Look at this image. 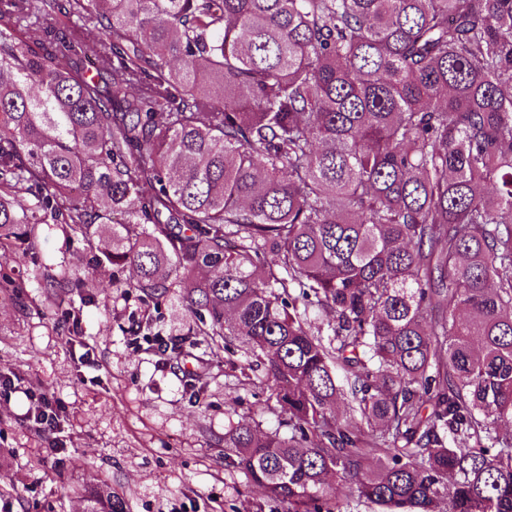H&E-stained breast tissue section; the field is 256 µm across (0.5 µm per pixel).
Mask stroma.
Segmentation results:
<instances>
[{
  "label": "stroma",
  "mask_w": 512,
  "mask_h": 512,
  "mask_svg": "<svg viewBox=\"0 0 512 512\" xmlns=\"http://www.w3.org/2000/svg\"><path fill=\"white\" fill-rule=\"evenodd\" d=\"M34 253L24 266L0 255V276L12 281L0 294V373L19 387L0 399V512H81L90 485L110 491L124 512H275L261 488L224 465L230 425L254 414L271 432L280 419L247 355L211 348L204 336L176 359L134 347L138 329L195 334L182 289L147 298L131 288L132 270L98 263L80 241L53 232ZM61 265L80 282L52 297L34 271ZM193 379L202 388L195 397L186 391ZM28 389L67 408L60 457L23 419Z\"/></svg>",
  "instance_id": "35a3bbf8"
}]
</instances>
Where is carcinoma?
Here are the masks:
<instances>
[{
	"mask_svg": "<svg viewBox=\"0 0 512 512\" xmlns=\"http://www.w3.org/2000/svg\"><path fill=\"white\" fill-rule=\"evenodd\" d=\"M47 229L242 344L287 512H512V0H0V251Z\"/></svg>",
	"mask_w": 512,
	"mask_h": 512,
	"instance_id": "1",
	"label": "carcinoma"
}]
</instances>
